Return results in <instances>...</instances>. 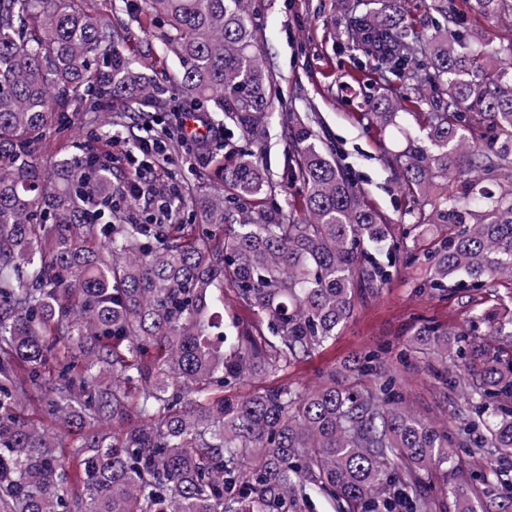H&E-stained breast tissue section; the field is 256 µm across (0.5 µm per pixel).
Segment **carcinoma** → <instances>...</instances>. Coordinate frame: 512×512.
Masks as SVG:
<instances>
[{
    "instance_id": "carcinoma-1",
    "label": "carcinoma",
    "mask_w": 512,
    "mask_h": 512,
    "mask_svg": "<svg viewBox=\"0 0 512 512\" xmlns=\"http://www.w3.org/2000/svg\"><path fill=\"white\" fill-rule=\"evenodd\" d=\"M92 2L0 0V512H313L315 494L337 512H436L431 479L454 449L511 454L512 306L496 296L462 328L413 332L459 399L446 420L414 411L376 353L310 391L231 389L306 361L403 265L422 267L420 293L512 286V40L493 44L450 0L419 17L401 0H337L351 77L378 86L364 116L393 132L385 161L414 204L397 226L311 116L284 125L303 196L269 203L273 73L253 0H110L150 27L140 39ZM471 2L512 28V0ZM177 99L227 149L208 130L197 144L194 224L177 198L133 222L122 190L143 165L114 172L81 145L41 155L53 129L103 110V146L137 140L121 125L177 151ZM226 288L250 312L231 336ZM440 492L477 512L465 485Z\"/></svg>"
}]
</instances>
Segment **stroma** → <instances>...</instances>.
Wrapping results in <instances>:
<instances>
[{"label":"stroma","mask_w":512,"mask_h":512,"mask_svg":"<svg viewBox=\"0 0 512 512\" xmlns=\"http://www.w3.org/2000/svg\"><path fill=\"white\" fill-rule=\"evenodd\" d=\"M260 25L259 48L274 73L272 97L275 119L264 162L279 185L274 202L288 206L302 194L285 167L288 141L279 113H318V131L334 146L357 185L369 201L392 223L405 224L408 206L391 169L383 160L381 136L367 120L364 95L370 73L351 79L352 50L335 38L337 12L334 0H254ZM420 275L415 266L401 269L381 295L359 306L355 317L325 347L306 362L289 368L285 383L304 389L315 384L323 371L342 366L353 355L380 350L395 357L405 352L416 326L434 319L464 326L469 309L456 295L443 297L415 293ZM437 383L423 371L410 368L405 395L410 406L425 415L452 413L454 406L436 392Z\"/></svg>","instance_id":"stroma-1"}]
</instances>
